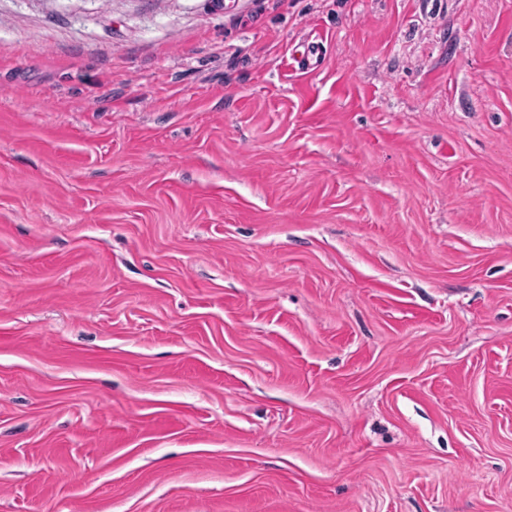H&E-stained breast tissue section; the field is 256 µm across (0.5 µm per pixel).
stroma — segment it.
Masks as SVG:
<instances>
[{"mask_svg":"<svg viewBox=\"0 0 512 512\" xmlns=\"http://www.w3.org/2000/svg\"><path fill=\"white\" fill-rule=\"evenodd\" d=\"M0 512H512V0H0Z\"/></svg>","mask_w":512,"mask_h":512,"instance_id":"35a3bbf8","label":"stroma"}]
</instances>
